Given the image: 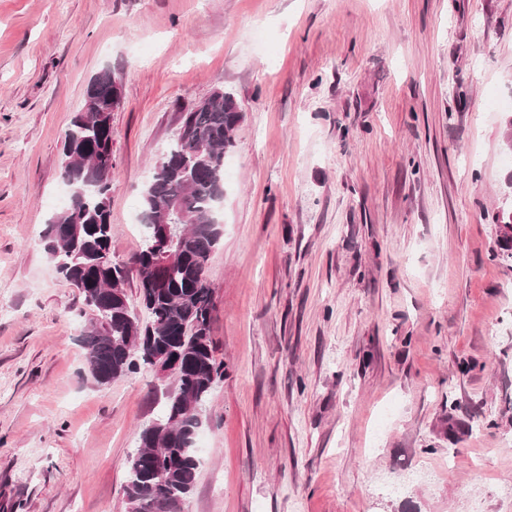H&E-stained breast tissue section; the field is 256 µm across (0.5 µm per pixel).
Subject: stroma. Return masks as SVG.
Segmentation results:
<instances>
[{"label": "stroma", "instance_id": "stroma-1", "mask_svg": "<svg viewBox=\"0 0 512 512\" xmlns=\"http://www.w3.org/2000/svg\"><path fill=\"white\" fill-rule=\"evenodd\" d=\"M106 68L113 261L182 112L220 89L242 114L183 512H512V0H0V512H128L165 388L92 381L39 241Z\"/></svg>", "mask_w": 512, "mask_h": 512}]
</instances>
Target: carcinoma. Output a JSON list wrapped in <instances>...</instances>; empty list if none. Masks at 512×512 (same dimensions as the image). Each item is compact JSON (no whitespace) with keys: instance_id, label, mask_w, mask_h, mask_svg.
<instances>
[{"instance_id":"obj_1","label":"carcinoma","mask_w":512,"mask_h":512,"mask_svg":"<svg viewBox=\"0 0 512 512\" xmlns=\"http://www.w3.org/2000/svg\"><path fill=\"white\" fill-rule=\"evenodd\" d=\"M113 81L110 69L90 80L86 111L75 113L64 133L62 176L76 190L69 206L48 220L41 239L58 274L82 296V344L96 385L151 368L156 359L175 363L163 405L138 432L124 493L128 512H181L199 469L191 441L224 377L211 338L214 303L206 268L221 239L224 157L242 115L233 96L219 90L200 109L184 113L142 193L143 243L129 263L114 265L107 259ZM160 220L166 221L177 262L157 288L149 238ZM132 270L148 314L144 323L128 304L125 285Z\"/></svg>"}]
</instances>
